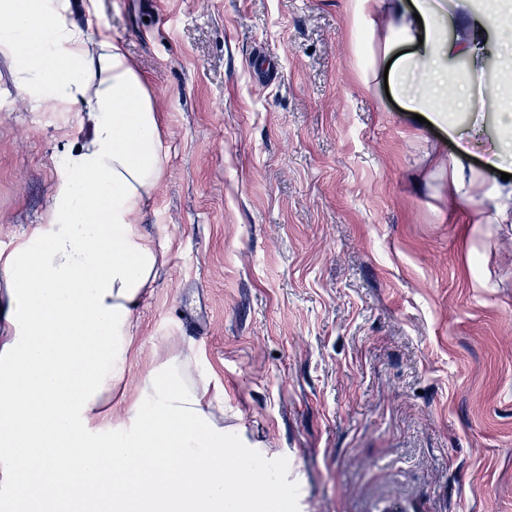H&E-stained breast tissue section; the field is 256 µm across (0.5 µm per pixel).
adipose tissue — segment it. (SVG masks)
<instances>
[{"label":"adipose tissue","instance_id":"obj_1","mask_svg":"<svg viewBox=\"0 0 512 512\" xmlns=\"http://www.w3.org/2000/svg\"><path fill=\"white\" fill-rule=\"evenodd\" d=\"M383 27L378 53L406 113L425 116L455 144L448 197L481 174L454 115L473 111L486 86L479 43L496 14L455 19L468 39L444 35V0H352ZM98 0H0V58L28 103L78 115L56 161L45 223L0 251V498L12 512H250L265 457L224 437V387L196 370L193 352L157 365L127 397L122 420L104 398L136 345L135 313L162 259L137 229L163 176V126L119 40L91 34ZM469 73L458 96L442 86L451 60ZM238 475L228 493L227 471Z\"/></svg>","mask_w":512,"mask_h":512}]
</instances>
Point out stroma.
<instances>
[{"label": "stroma", "instance_id": "1", "mask_svg": "<svg viewBox=\"0 0 512 512\" xmlns=\"http://www.w3.org/2000/svg\"><path fill=\"white\" fill-rule=\"evenodd\" d=\"M162 116L138 229L164 256L121 384L192 349L269 512H512V223L448 204L455 147L367 89L348 0H98ZM0 59V249L44 223L64 130ZM204 302L202 335L184 308Z\"/></svg>", "mask_w": 512, "mask_h": 512}]
</instances>
